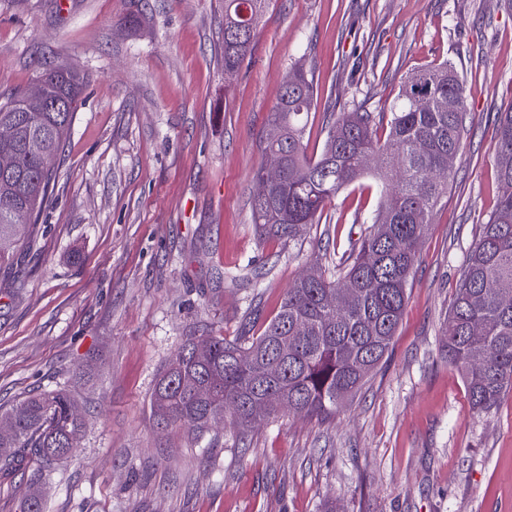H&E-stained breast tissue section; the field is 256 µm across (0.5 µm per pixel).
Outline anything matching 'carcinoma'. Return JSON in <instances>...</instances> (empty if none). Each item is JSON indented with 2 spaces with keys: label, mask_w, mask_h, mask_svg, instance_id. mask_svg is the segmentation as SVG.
I'll use <instances>...</instances> for the list:
<instances>
[{
  "label": "carcinoma",
  "mask_w": 512,
  "mask_h": 512,
  "mask_svg": "<svg viewBox=\"0 0 512 512\" xmlns=\"http://www.w3.org/2000/svg\"><path fill=\"white\" fill-rule=\"evenodd\" d=\"M268 2L224 0V71H237L250 54ZM293 72L296 81L284 85L269 113L264 153L279 155L283 168L265 197L252 200L259 233L291 241L321 223L340 190L364 176L367 154L385 162L376 172L383 201L358 240L336 253V276L316 269L296 280L262 335L247 344L222 336L187 339L150 395V412L164 427L201 436L212 419L227 414L245 429L257 423L258 404L266 406L267 419L288 412L325 420L339 412L388 354L419 243L448 196V160L462 148L466 123L463 82L452 64L410 75L388 112L331 106L337 117L314 158L304 134L317 88L303 68ZM39 81L57 110L22 111L21 91L0 104V128L8 130L0 149L10 157L0 169V241H25L30 225L14 223L15 210H28L35 222L48 202L85 76L57 64L44 68ZM422 94L433 101L427 110L417 106ZM450 97L454 112L440 107ZM494 152L502 194L459 270L441 345L476 416L495 413L512 393V108L499 118ZM201 342L210 348L204 360L195 355ZM0 426L11 429L0 436L5 469L16 448L31 449L45 464L66 459L83 431L78 405L64 389L18 400L0 413Z\"/></svg>",
  "instance_id": "obj_1"
}]
</instances>
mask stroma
Instances as JSON below:
<instances>
[{
	"instance_id": "1",
	"label": "stroma",
	"mask_w": 512,
	"mask_h": 512,
	"mask_svg": "<svg viewBox=\"0 0 512 512\" xmlns=\"http://www.w3.org/2000/svg\"><path fill=\"white\" fill-rule=\"evenodd\" d=\"M224 0H0V102L61 61L89 78L49 205L0 274V409L62 388L84 420L74 457L28 449L0 471V512L42 480L45 512H512V395L469 411L441 357L459 270L501 188L512 108V0H270L224 75ZM451 61L467 110L455 179L422 238L392 347L335 417L282 415L203 436L159 428L149 398L192 336H260L288 286L357 241L383 191L370 161L326 221L260 237L253 173L295 64L317 103L389 111L411 72Z\"/></svg>"
}]
</instances>
